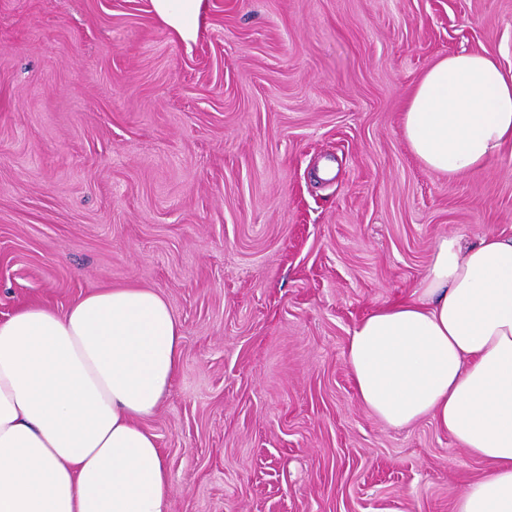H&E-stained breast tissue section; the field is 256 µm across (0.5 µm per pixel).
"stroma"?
Listing matches in <instances>:
<instances>
[{
  "label": "stroma",
  "instance_id": "obj_1",
  "mask_svg": "<svg viewBox=\"0 0 512 512\" xmlns=\"http://www.w3.org/2000/svg\"><path fill=\"white\" fill-rule=\"evenodd\" d=\"M463 50L512 70V0H205L189 44L149 0H0V318L168 300L170 512H454L485 474L369 414L345 359L439 238H512V144L451 180L401 131Z\"/></svg>",
  "mask_w": 512,
  "mask_h": 512
}]
</instances>
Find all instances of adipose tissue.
<instances>
[{
  "label": "adipose tissue",
  "instance_id": "ef3b65f1",
  "mask_svg": "<svg viewBox=\"0 0 512 512\" xmlns=\"http://www.w3.org/2000/svg\"><path fill=\"white\" fill-rule=\"evenodd\" d=\"M150 5L196 41L204 0ZM402 132L432 173L482 168L512 142V72L480 53L436 60ZM182 341L168 301L139 285L0 319V512H169L168 469L144 421L178 373ZM345 355L367 411L396 428L434 417L487 463L454 512H512V239L440 238L420 288L355 325Z\"/></svg>",
  "mask_w": 512,
  "mask_h": 512
}]
</instances>
